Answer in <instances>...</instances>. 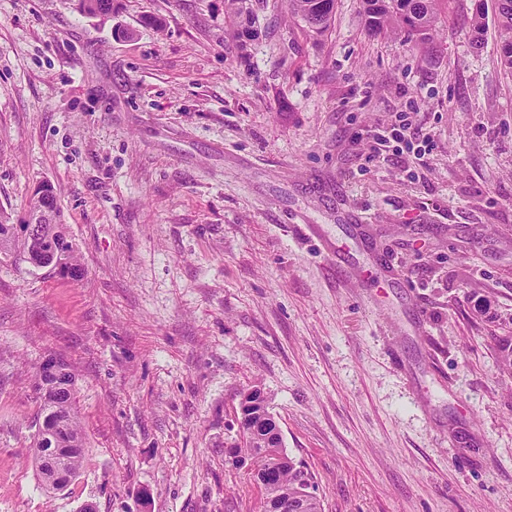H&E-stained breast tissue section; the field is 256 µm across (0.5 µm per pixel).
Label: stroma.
<instances>
[{
	"instance_id": "35a3bbf8",
	"label": "stroma",
	"mask_w": 512,
	"mask_h": 512,
	"mask_svg": "<svg viewBox=\"0 0 512 512\" xmlns=\"http://www.w3.org/2000/svg\"><path fill=\"white\" fill-rule=\"evenodd\" d=\"M474 3L424 39L264 0L243 44L224 0H0V213L51 185L86 269L0 255V512H261L224 456L253 386L323 512H512V76ZM401 113L424 160L372 150ZM51 357L86 439L55 493ZM335 7L336 0H288L289 12L318 34L324 33L331 25ZM67 371L66 365L59 360H51L45 364L42 367L41 392L47 394L55 386L57 380ZM73 385L74 376L69 369L66 378L57 383L58 388L54 393V395L62 393L64 398L56 401L51 396H44L43 394L39 397L40 418L30 448H34L33 456L47 487L64 484L65 470L63 469L62 457L67 455L71 448H82L78 452L67 456L66 469L72 478L76 476L83 462L84 438L75 412ZM69 386L71 387L70 396Z\"/></svg>"
}]
</instances>
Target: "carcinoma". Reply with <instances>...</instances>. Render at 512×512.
<instances>
[{
  "instance_id": "1",
  "label": "carcinoma",
  "mask_w": 512,
  "mask_h": 512,
  "mask_svg": "<svg viewBox=\"0 0 512 512\" xmlns=\"http://www.w3.org/2000/svg\"><path fill=\"white\" fill-rule=\"evenodd\" d=\"M113 0H78L80 11L89 17L112 14ZM443 0H362L367 28L374 33H396L407 30L428 36L436 30ZM263 0H225V12L232 25L241 29L247 38L257 35L255 6ZM336 0H288L289 12L306 23L311 31L322 34L331 25ZM495 21L499 30L498 54L503 69L512 74V0H496ZM49 211L53 223L45 225L48 242L42 255L44 264L58 262L57 274L72 280L81 279L85 270L75 253L74 244L64 224L55 223L58 205L52 187H40L39 205L33 207L29 220L37 219L40 208ZM11 254L19 261L31 264L33 246L25 235L14 231V225L0 221V254ZM498 367L501 373L512 376V336L500 339ZM74 385V376L67 373L57 383L55 393L63 398L54 400L40 396V418L32 437L33 448H76L67 456V470L76 476L84 458V438L75 412V397L68 388ZM252 466L258 471L273 466L278 471L276 483L267 490L266 497L293 500L301 491L311 488L308 473L289 455L279 456L265 446L263 439H255L247 447Z\"/></svg>"
}]
</instances>
